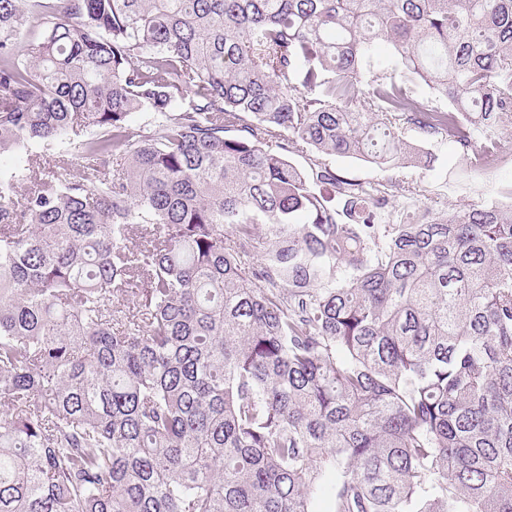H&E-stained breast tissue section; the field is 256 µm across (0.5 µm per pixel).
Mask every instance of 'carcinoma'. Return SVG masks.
<instances>
[{"label": "carcinoma", "instance_id": "1", "mask_svg": "<svg viewBox=\"0 0 512 512\" xmlns=\"http://www.w3.org/2000/svg\"><path fill=\"white\" fill-rule=\"evenodd\" d=\"M405 129L501 154L512 0H0V512H512V208L329 166Z\"/></svg>", "mask_w": 512, "mask_h": 512}]
</instances>
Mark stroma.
Returning <instances> with one entry per match:
<instances>
[{
    "instance_id": "35a3bbf8",
    "label": "stroma",
    "mask_w": 512,
    "mask_h": 512,
    "mask_svg": "<svg viewBox=\"0 0 512 512\" xmlns=\"http://www.w3.org/2000/svg\"><path fill=\"white\" fill-rule=\"evenodd\" d=\"M404 138L414 147L429 153V164H412L385 174L355 158L333 157L331 167L343 179L360 183L385 184L394 202L414 196L431 207L490 200H512V141L506 143L504 158L495 167L473 171L457 146L446 140H424L413 130Z\"/></svg>"
}]
</instances>
